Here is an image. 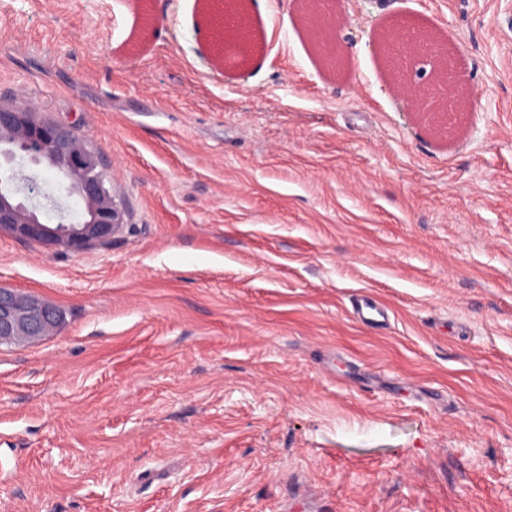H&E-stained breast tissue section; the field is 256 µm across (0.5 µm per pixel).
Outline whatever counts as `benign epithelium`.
Masks as SVG:
<instances>
[{
    "instance_id": "7a95c632",
    "label": "benign epithelium",
    "mask_w": 512,
    "mask_h": 512,
    "mask_svg": "<svg viewBox=\"0 0 512 512\" xmlns=\"http://www.w3.org/2000/svg\"><path fill=\"white\" fill-rule=\"evenodd\" d=\"M401 44L385 43L383 52L403 75L419 70L433 55L430 39L413 31ZM0 158L10 164L0 185V231L83 253L112 242L124 224V212L98 155L76 132L44 118L34 105H0ZM26 158L52 172L65 197L83 204L78 216L61 198L37 199L31 177L13 166ZM64 314L35 295L0 289V342L48 336L61 327Z\"/></svg>"
}]
</instances>
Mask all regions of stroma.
<instances>
[{
  "instance_id": "1",
  "label": "stroma",
  "mask_w": 512,
  "mask_h": 512,
  "mask_svg": "<svg viewBox=\"0 0 512 512\" xmlns=\"http://www.w3.org/2000/svg\"><path fill=\"white\" fill-rule=\"evenodd\" d=\"M0 0V104L99 154L125 212L75 254L0 231V288L66 322L0 344V512H512V0ZM402 20L478 109L382 60ZM386 325L351 315L356 295Z\"/></svg>"
}]
</instances>
